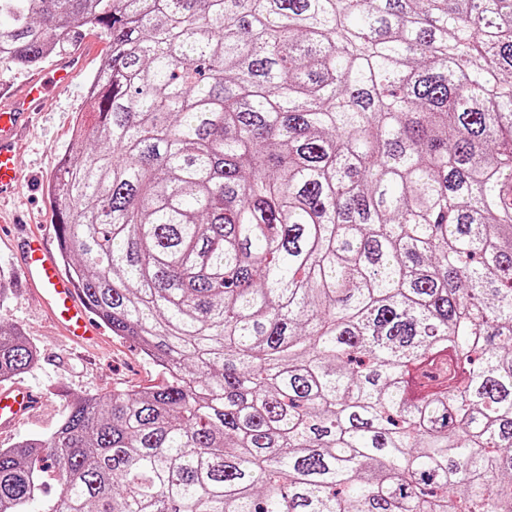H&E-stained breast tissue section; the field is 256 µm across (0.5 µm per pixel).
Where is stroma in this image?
<instances>
[{"label":"stroma","mask_w":512,"mask_h":512,"mask_svg":"<svg viewBox=\"0 0 512 512\" xmlns=\"http://www.w3.org/2000/svg\"><path fill=\"white\" fill-rule=\"evenodd\" d=\"M89 44L96 51L74 85L44 102L20 155L27 180L13 200L0 206V217L5 220L0 226V321L20 328L39 354L31 370L16 376V384L44 394L42 404L28 417L15 427L0 428V448H12L30 436L52 431L74 398L102 397L116 389L140 391L165 379L161 367L135 343L113 335L107 325H100L97 343L82 350L47 318L36 292L15 285L19 240L25 234L52 236L49 191L57 164L68 148L74 124L93 119L87 87L110 51L109 36L103 29L82 27L63 51L68 54ZM16 215L21 216V223H13Z\"/></svg>","instance_id":"1"}]
</instances>
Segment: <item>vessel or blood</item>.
Listing matches in <instances>:
<instances>
[{
    "label": "vessel or blood",
    "instance_id": "vessel-or-blood-1",
    "mask_svg": "<svg viewBox=\"0 0 512 512\" xmlns=\"http://www.w3.org/2000/svg\"><path fill=\"white\" fill-rule=\"evenodd\" d=\"M85 61L80 53L64 56L53 68L29 80L21 94L9 102H0V202L12 198L22 182L23 173L18 165L21 137L33 114L52 90L69 85ZM21 252L20 278L26 287L37 292L47 315L74 342H94L97 332L88 309L72 280L61 272L47 238L36 234L24 237ZM40 402V394L33 391H20L12 386L1 388L0 425H13Z\"/></svg>",
    "mask_w": 512,
    "mask_h": 512
}]
</instances>
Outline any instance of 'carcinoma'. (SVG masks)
Wrapping results in <instances>:
<instances>
[{
    "instance_id": "cac0c4a2",
    "label": "carcinoma",
    "mask_w": 512,
    "mask_h": 512,
    "mask_svg": "<svg viewBox=\"0 0 512 512\" xmlns=\"http://www.w3.org/2000/svg\"><path fill=\"white\" fill-rule=\"evenodd\" d=\"M81 25L60 250L169 378L0 449V512H512V0H0V60Z\"/></svg>"
}]
</instances>
